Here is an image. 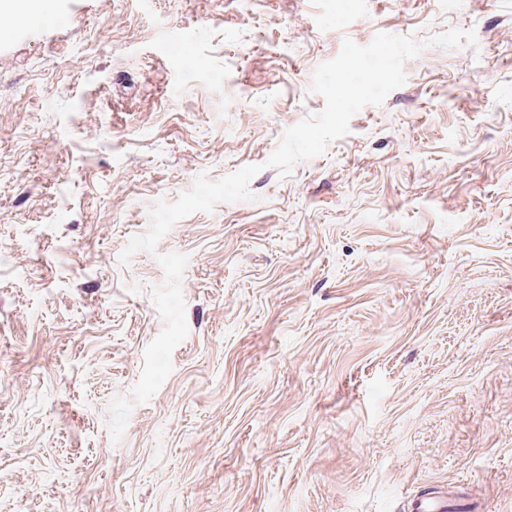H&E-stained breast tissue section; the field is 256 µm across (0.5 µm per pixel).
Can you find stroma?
<instances>
[{
	"mask_svg": "<svg viewBox=\"0 0 512 512\" xmlns=\"http://www.w3.org/2000/svg\"><path fill=\"white\" fill-rule=\"evenodd\" d=\"M0 32V512H512V0H41ZM405 84L324 153L344 39ZM252 199L120 255L198 175ZM473 503L465 489L448 487V492H439L434 496H422L414 499L411 508L415 512H469L466 510Z\"/></svg>",
	"mask_w": 512,
	"mask_h": 512,
	"instance_id": "35a3bbf8",
	"label": "stroma"
}]
</instances>
